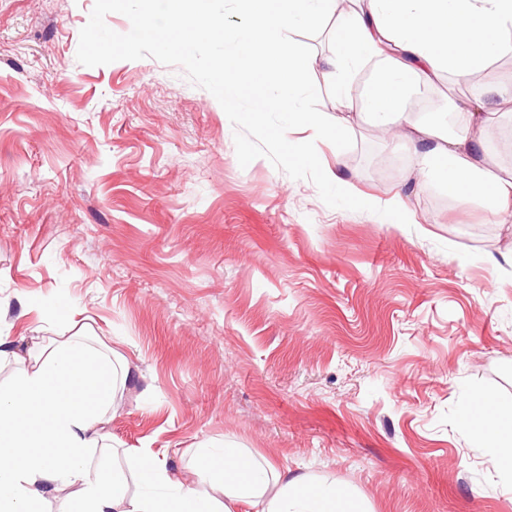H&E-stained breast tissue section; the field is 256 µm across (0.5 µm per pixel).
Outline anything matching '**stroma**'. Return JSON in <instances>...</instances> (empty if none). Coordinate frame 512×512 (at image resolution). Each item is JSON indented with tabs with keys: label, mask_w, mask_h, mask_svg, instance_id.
<instances>
[{
	"label": "stroma",
	"mask_w": 512,
	"mask_h": 512,
	"mask_svg": "<svg viewBox=\"0 0 512 512\" xmlns=\"http://www.w3.org/2000/svg\"><path fill=\"white\" fill-rule=\"evenodd\" d=\"M163 9L0 0V331L22 352L44 324L125 357L139 375L113 447L168 469L231 443L364 512H512V480L456 425L472 394L512 405V222L440 183L411 191L409 156L364 117L286 162L266 130L287 113L225 111L222 42L138 41L135 16ZM333 23L272 37L310 58L302 99L329 124ZM471 98L447 77L414 110L446 120ZM484 138L512 176V117ZM60 300L71 319L50 318Z\"/></svg>",
	"instance_id": "1"
}]
</instances>
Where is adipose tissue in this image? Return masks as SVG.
Segmentation results:
<instances>
[{
  "instance_id": "adipose-tissue-1",
  "label": "adipose tissue",
  "mask_w": 512,
  "mask_h": 512,
  "mask_svg": "<svg viewBox=\"0 0 512 512\" xmlns=\"http://www.w3.org/2000/svg\"><path fill=\"white\" fill-rule=\"evenodd\" d=\"M163 22L145 15L137 31L163 44L184 47L200 40L233 43L215 67L225 101L253 100L251 117L285 112L289 125L308 130L299 155L312 160L325 137L322 120L299 97L302 54L274 47L273 32L335 16L336 52L324 73L346 105L337 132L350 126L355 96L352 70L369 67L373 83L364 100L372 126L392 131L411 156L416 187L448 185L462 198L483 201L491 213L512 216V180L490 173L481 129L492 112L512 108V80L485 86L476 107L455 106L450 129L412 117L410 77L431 81L445 73L466 81L477 69L512 52V0H363L343 11L338 0H240L243 25L226 29L205 0H167ZM288 127L271 129L283 139ZM15 369L0 384V512H46L49 496H62L63 512H235L249 500L256 512H362L348 493L314 482L288 467H274L227 445L199 450L191 476L170 473L138 448L124 449L145 490L129 494L128 476L115 467L90 468V449L105 447L106 426L132 372L129 362L91 348L84 337L42 338L21 353L0 333V366ZM459 425L492 449L500 472L512 479V411L489 395L473 397Z\"/></svg>"
}]
</instances>
